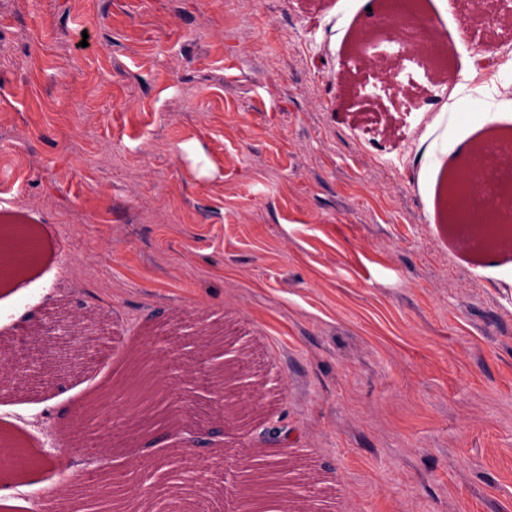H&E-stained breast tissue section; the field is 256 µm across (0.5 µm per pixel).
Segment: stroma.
Listing matches in <instances>:
<instances>
[{
    "label": "stroma",
    "mask_w": 512,
    "mask_h": 512,
    "mask_svg": "<svg viewBox=\"0 0 512 512\" xmlns=\"http://www.w3.org/2000/svg\"><path fill=\"white\" fill-rule=\"evenodd\" d=\"M372 0H0V222L50 252L0 286V343L44 312L92 313L96 359L0 391V435L51 467L0 476V512L127 473L129 512L206 490L235 512L273 449L214 417L208 335L240 349L253 413L285 425V512H512V255L448 237L450 146L512 120L501 0H420L454 41L444 82L348 53ZM367 98L342 100L341 77ZM146 356L165 393L149 439L117 434L116 381ZM109 406L79 416L105 385ZM210 445L186 448L204 424Z\"/></svg>",
    "instance_id": "35a3bbf8"
}]
</instances>
